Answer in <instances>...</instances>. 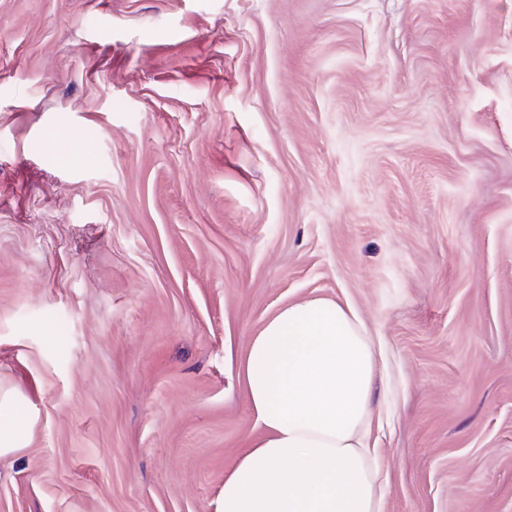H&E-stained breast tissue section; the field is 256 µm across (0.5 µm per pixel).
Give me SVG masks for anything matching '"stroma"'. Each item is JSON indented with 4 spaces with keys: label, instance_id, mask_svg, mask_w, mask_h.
<instances>
[{
    "label": "stroma",
    "instance_id": "obj_1",
    "mask_svg": "<svg viewBox=\"0 0 512 512\" xmlns=\"http://www.w3.org/2000/svg\"><path fill=\"white\" fill-rule=\"evenodd\" d=\"M307 296L383 512H512V0H0V512H214ZM28 430L29 420L19 412L16 395L0 394V457L17 452Z\"/></svg>",
    "mask_w": 512,
    "mask_h": 512
}]
</instances>
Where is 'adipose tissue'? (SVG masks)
I'll list each match as a JSON object with an SVG mask.
<instances>
[{
  "mask_svg": "<svg viewBox=\"0 0 512 512\" xmlns=\"http://www.w3.org/2000/svg\"><path fill=\"white\" fill-rule=\"evenodd\" d=\"M224 352L258 434L225 471L215 512H381L368 445L377 360L357 313L325 297L293 301L244 354L229 338ZM28 430L15 394H0V457Z\"/></svg>",
  "mask_w": 512,
  "mask_h": 512,
  "instance_id": "adipose-tissue-1",
  "label": "adipose tissue"
}]
</instances>
